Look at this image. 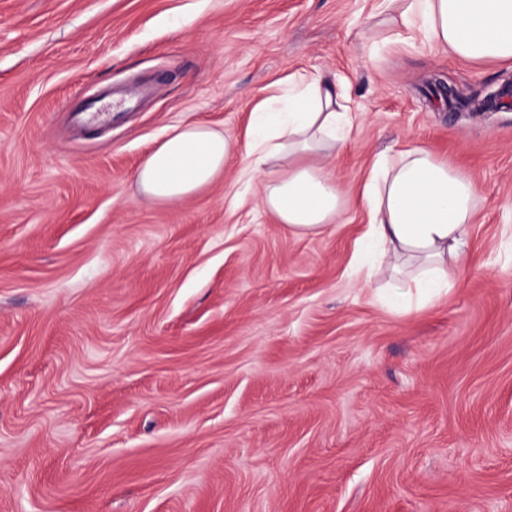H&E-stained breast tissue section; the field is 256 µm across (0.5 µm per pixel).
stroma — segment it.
<instances>
[{
  "label": "stroma",
  "mask_w": 512,
  "mask_h": 512,
  "mask_svg": "<svg viewBox=\"0 0 512 512\" xmlns=\"http://www.w3.org/2000/svg\"><path fill=\"white\" fill-rule=\"evenodd\" d=\"M380 0H0V512H512V62L363 46ZM346 87L338 223L297 238L236 156L179 203L172 127L244 138L296 73ZM478 190L461 282L419 311L352 272L373 155Z\"/></svg>",
  "instance_id": "obj_1"
}]
</instances>
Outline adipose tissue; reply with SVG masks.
I'll return each instance as SVG.
<instances>
[{
  "label": "adipose tissue",
  "instance_id": "adipose-tissue-1",
  "mask_svg": "<svg viewBox=\"0 0 512 512\" xmlns=\"http://www.w3.org/2000/svg\"><path fill=\"white\" fill-rule=\"evenodd\" d=\"M396 42L423 38L466 61H512V0H384ZM351 118L335 82L294 74L286 94L257 103L247 144L203 123L174 128L136 172L144 196L175 204L210 185L237 152L250 178L263 181V206L296 237L336 223L345 197L318 162L336 153ZM473 181L418 146L372 157L360 202L368 215L361 251L385 265L387 302L408 313L452 289L471 263L467 242L476 215Z\"/></svg>",
  "mask_w": 512,
  "mask_h": 512
}]
</instances>
